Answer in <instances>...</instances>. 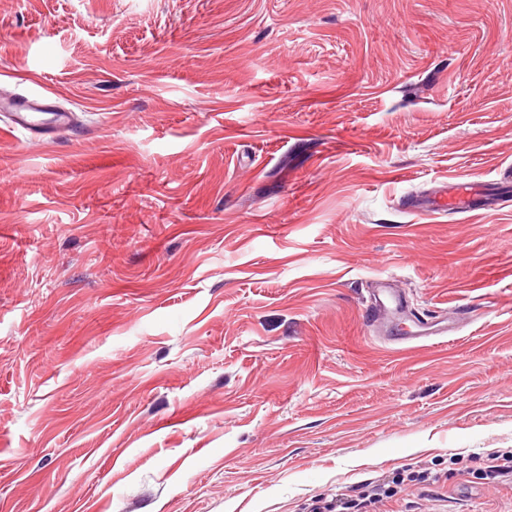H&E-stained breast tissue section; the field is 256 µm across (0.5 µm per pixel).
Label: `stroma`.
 <instances>
[{"instance_id": "stroma-1", "label": "stroma", "mask_w": 512, "mask_h": 512, "mask_svg": "<svg viewBox=\"0 0 512 512\" xmlns=\"http://www.w3.org/2000/svg\"><path fill=\"white\" fill-rule=\"evenodd\" d=\"M0 512H512V0H0ZM389 281L456 332L374 326ZM0 109L10 112L13 124L25 129L64 130L72 122L70 112L57 110L50 97L41 94L10 99L1 97ZM445 192L440 193L438 198L433 200L418 202L412 206L413 210L442 213L451 210L455 214L470 213L482 210L480 204L485 196L484 187L481 182L455 180L444 186ZM443 322H439L436 324H422L421 326H418L421 330H419L417 333H421L419 335H403L395 338V341L399 342H413V343H419L426 341L430 339L431 336H443L447 334L448 332H454L455 326H451V324H442ZM390 491L389 488H385V486L378 484L372 487L371 491H368L367 496L362 499H352L351 496L341 495L337 496L334 500V503L325 507L316 508L315 512H321V509L327 512H361L362 509H365L363 512H370L366 510L369 506L375 503L382 502L384 498H391L389 496Z\"/></svg>"}]
</instances>
